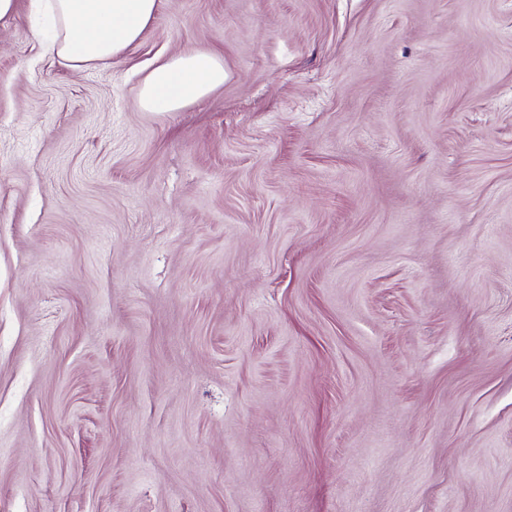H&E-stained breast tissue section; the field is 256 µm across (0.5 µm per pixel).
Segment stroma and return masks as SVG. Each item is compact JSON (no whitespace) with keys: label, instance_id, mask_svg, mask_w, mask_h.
I'll return each mask as SVG.
<instances>
[{"label":"stroma","instance_id":"1","mask_svg":"<svg viewBox=\"0 0 512 512\" xmlns=\"http://www.w3.org/2000/svg\"><path fill=\"white\" fill-rule=\"evenodd\" d=\"M0 20V512H512V0ZM194 48L224 83L139 84ZM31 6L48 14L55 27L46 53L83 70L112 62L136 43L159 0H31ZM224 83V61L205 49L189 50L153 67L143 78L139 98L149 112H177Z\"/></svg>","mask_w":512,"mask_h":512}]
</instances>
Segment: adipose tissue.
I'll return each instance as SVG.
<instances>
[{
    "instance_id": "obj_1",
    "label": "adipose tissue",
    "mask_w": 512,
    "mask_h": 512,
    "mask_svg": "<svg viewBox=\"0 0 512 512\" xmlns=\"http://www.w3.org/2000/svg\"><path fill=\"white\" fill-rule=\"evenodd\" d=\"M31 6L48 14L55 27L46 53L83 70L111 62L136 43L154 19L159 0H31ZM223 83L221 57L205 49L189 50L145 75L140 103L150 112H176Z\"/></svg>"
}]
</instances>
